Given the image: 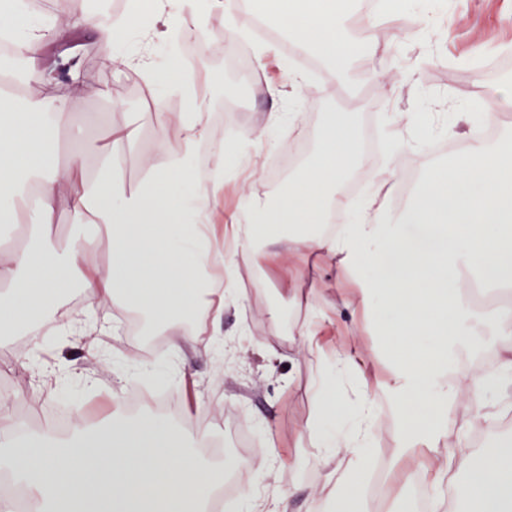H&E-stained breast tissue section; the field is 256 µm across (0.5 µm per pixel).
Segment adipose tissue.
<instances>
[{"mask_svg":"<svg viewBox=\"0 0 512 512\" xmlns=\"http://www.w3.org/2000/svg\"><path fill=\"white\" fill-rule=\"evenodd\" d=\"M248 7L257 18L286 21L296 49L314 52L333 77L346 75L368 50L367 40L346 34L343 0H249ZM148 9L144 46L134 52L123 50L131 15L93 25L102 67L136 73L155 94L157 143L144 157L151 179L134 189L121 178L131 145L125 129L110 130L107 146L90 145L59 161L57 141L72 95L56 86L43 51L61 32L35 20L24 0H11L0 14V32L13 45L10 56L0 57V75L21 88L38 87L54 105L46 112L0 98V221L24 224L33 240L0 256V341L37 333L64 288L76 283L93 303L79 314H60L55 332L91 335L102 329L106 308L121 299L142 310L178 352L195 341L199 323L219 329L225 306L239 302L241 262L265 268L288 251L294 275L311 276L315 291L335 289L336 311L359 307L381 340L373 350L337 338L324 360L309 430L348 473L328 493L330 512H371L361 479L373 468L369 445L380 413L366 388L352 398L344 383L363 380L380 352L388 357L381 388L398 426L390 473L416 479L411 461L424 448L435 480L452 466L463 474L467 512H512L511 442L475 460L463 427L453 447L441 445L449 416L491 417L485 391L512 376V303L476 310L461 291L465 283L503 293L512 288V146L471 142L464 158L427 168L409 205L398 210L392 198L399 159L432 133L427 114L398 116L402 132L383 139L385 163L369 172L372 191L357 200L343 185L366 164L362 140L352 114L332 112L310 159L277 198L226 212L220 170L206 173L189 163L212 138L208 103L179 66L157 64L147 44L175 43L188 35L184 15L201 29L217 10L232 37L247 38L236 0H149ZM169 92L180 96L181 112H168ZM336 209L354 214L353 223L330 234L312 232ZM63 213L73 224L102 230L66 241L43 235ZM103 251L104 265L97 260ZM340 268L352 274L358 291L344 287ZM475 351L495 358L497 373L477 375L462 363ZM207 442V433H199L195 449H188L181 433L155 416L116 417L101 432L77 429L62 441L47 430H25L0 404V468L23 488L30 512H203L202 500L223 486L226 474L266 478L240 457L210 463L200 453Z\"/></svg>","mask_w":512,"mask_h":512,"instance_id":"1","label":"adipose tissue"}]
</instances>
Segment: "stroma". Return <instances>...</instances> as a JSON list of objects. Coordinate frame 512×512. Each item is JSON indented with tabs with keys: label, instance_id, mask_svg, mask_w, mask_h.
Here are the masks:
<instances>
[{
	"label": "stroma",
	"instance_id": "obj_1",
	"mask_svg": "<svg viewBox=\"0 0 512 512\" xmlns=\"http://www.w3.org/2000/svg\"><path fill=\"white\" fill-rule=\"evenodd\" d=\"M356 22L373 39L376 76L356 73L338 82L320 61L315 76L294 97L277 101L268 92L269 84L287 83L290 71L304 68L292 53L291 41L272 35L271 61L263 67L252 49L230 41L223 14H212L207 26L188 38L189 53L175 58L193 72L199 93L215 105L208 120L218 139L262 126L271 112H297L307 119L302 126L281 125L262 147L241 144L238 160L224 164L226 205H244L241 186L252 167L260 172L253 188L261 198L280 193L285 181L266 174L272 161L300 144L315 147L327 114L335 111L354 113L359 131L376 139L392 132L395 113L434 114L432 136L401 158L403 166L423 171L451 158V151H435L431 145L451 140L453 114L470 112L474 98L495 106L498 87L512 81V67L490 75L474 54L479 44L490 51L512 45V0H405L395 14H361ZM93 44L91 29L84 28L44 49L45 61L55 66L62 57L75 56L85 75L72 108L73 125L98 136L106 121L125 123L142 147H151L156 131L153 91L134 72L101 69ZM54 76L61 83L69 79L57 66ZM221 82L246 86L247 91L222 95L217 88ZM111 97L123 100L125 110L109 112ZM238 281L243 306H226L220 332L204 328L198 344L179 353L157 333L133 343L127 325L141 314L122 301L112 306L108 332L79 341L46 331L35 338L16 336L0 346V399L28 426L39 409L63 402L75 408V423L94 430L107 423L114 408H126L128 396L136 392L142 395L139 413H154L145 389L148 383L162 382L172 398V410L163 416L166 423L188 437L200 428L209 431L214 458L236 454L273 469V478L256 484V498L269 499L286 490L288 512H326L327 478L334 463L326 449L314 446L307 431L322 364L316 353L300 349L295 330L315 321L335 294L326 291L302 303L307 279L278 265L265 270L241 265ZM129 373L137 374L136 383H126ZM383 375L378 366L365 371L381 413L373 437L376 453L398 446L389 402L374 388ZM490 400L498 415L470 427L476 437L471 449L477 455L512 440V419L505 416L512 409V381L502 384Z\"/></svg>",
	"mask_w": 512,
	"mask_h": 512
}]
</instances>
